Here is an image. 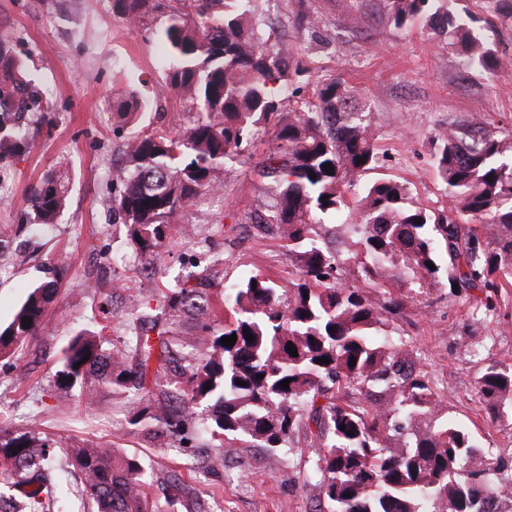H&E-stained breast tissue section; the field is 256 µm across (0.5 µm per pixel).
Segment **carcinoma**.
I'll list each match as a JSON object with an SVG mask.
<instances>
[{
  "instance_id": "carcinoma-1",
  "label": "carcinoma",
  "mask_w": 512,
  "mask_h": 512,
  "mask_svg": "<svg viewBox=\"0 0 512 512\" xmlns=\"http://www.w3.org/2000/svg\"><path fill=\"white\" fill-rule=\"evenodd\" d=\"M180 2L183 9L168 12L163 0H112L113 12L166 48L161 89L196 113L178 134L125 139L112 213L136 255L158 262L184 209L221 188L225 168L243 163L251 142L268 131L272 145L255 172L271 183L272 204L253 222L288 227L296 277L286 288L260 274L224 287L222 306L230 313L224 321L201 281L167 289L155 307L151 297L134 296L122 345L87 330L69 338L56 371L60 384L88 399L103 387L136 391L151 402L142 418L156 422L153 438L176 448L200 443V405L211 436L271 450L288 448L313 425L318 445L307 478L318 512H512L500 502L512 488V465L471 468L482 447L441 418L437 384L394 327L414 302L412 285L439 276L442 254L448 295L464 299L471 315L486 317L512 296V134L478 117L442 134L434 168L448 205L430 211L398 181L362 183L379 160L369 112L354 103L343 78L313 77L298 50L257 18L254 0ZM484 2L486 25L512 20V0ZM384 8L397 27L428 19L470 66L490 73L505 66L477 18L453 0H384ZM52 107L0 33V163L30 152L28 129L51 123ZM141 110L133 93L113 97L112 117L121 127L136 122ZM69 181V171L58 168L31 186L32 236L58 223ZM342 213L352 233L346 252L311 237L314 225ZM348 266L351 279L343 275ZM46 274L50 279L0 329V357L50 330L62 267L50 264ZM187 315L202 318L198 334L177 330ZM232 334L235 344L223 345ZM289 343L298 356L286 351ZM324 357L329 363L319 362ZM288 378L289 387L279 386ZM476 390L489 414L512 408V365H489ZM57 448L81 475L82 495L96 512H180V506L205 512L199 502L185 504L187 486L176 473L167 477L162 509L143 491L139 458L69 446L1 421L0 474L17 477L22 487L16 512H68L62 478L50 464Z\"/></svg>"
}]
</instances>
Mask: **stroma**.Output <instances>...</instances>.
Returning a JSON list of instances; mask_svg holds the SVG:
<instances>
[{"label":"stroma","mask_w":512,"mask_h":512,"mask_svg":"<svg viewBox=\"0 0 512 512\" xmlns=\"http://www.w3.org/2000/svg\"><path fill=\"white\" fill-rule=\"evenodd\" d=\"M256 0L262 20L289 46L301 48L319 74L341 75L371 107L381 159L370 179L405 183L419 205H443V187L432 165L436 138L463 117L477 115L512 134V67L489 74L465 66L421 20L403 28L390 23L382 0ZM0 0V30L17 57L26 60L53 101V122L37 135L30 152L0 165V224L29 221L31 184L52 169L73 173L67 205L55 227L26 248L0 244V327L8 325L37 282L47 259L64 266L62 292L54 305L55 329L30 342L10 368L0 371V418L18 427L36 425L70 445L114 448L137 456L149 474L151 499L164 497L162 478L177 471L193 500L207 512H313L315 491L306 486L309 440L295 436L289 452L235 442L215 476L195 466L199 453L160 446L138 413L137 395L99 390L92 399L65 391L56 381L62 349L81 330H104L112 343L126 335L122 320L103 322L93 291L104 283L114 302L135 294L160 295L174 279L206 272L214 291L252 274L284 285L295 276L288 235L278 226L251 223L271 202L266 183L254 173L268 150L259 137L245 163L224 174L222 196L201 194L186 208L155 269H144L114 223L105 201L112 172L123 162L128 129H117L112 98L136 92L147 102L144 126L176 132L190 116L173 97L161 94L164 47L142 28L112 11V0ZM304 11L320 21L317 40L293 25ZM417 305L398 324L408 347L418 351L437 383L449 420L467 428L484 449L477 467L512 457V415L492 418L475 397V382L494 362L512 364V307L481 320L451 300L447 281L421 288Z\"/></svg>","instance_id":"35a3bbf8"}]
</instances>
